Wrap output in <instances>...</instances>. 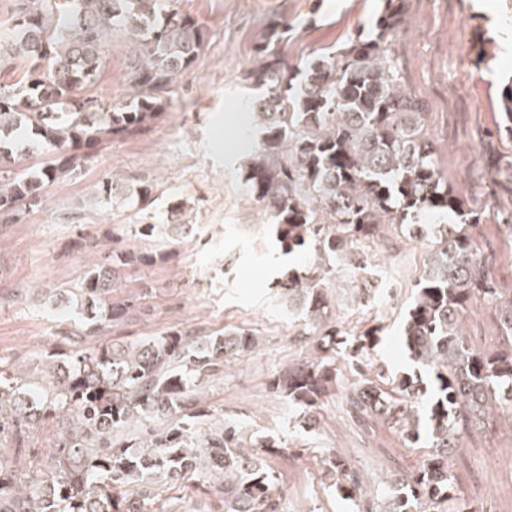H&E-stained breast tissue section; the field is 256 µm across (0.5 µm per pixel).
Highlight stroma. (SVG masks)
Here are the masks:
<instances>
[{"mask_svg":"<svg viewBox=\"0 0 512 512\" xmlns=\"http://www.w3.org/2000/svg\"><path fill=\"white\" fill-rule=\"evenodd\" d=\"M176 7L202 27L204 45L193 66L171 87L166 111L143 132L103 142L97 153L44 190L40 206L15 224H0V362L31 365L40 355L65 350L80 336L83 320L54 304L62 288L78 287L92 258L84 243L97 238L100 255L132 244L159 245L144 237L148 222L162 223L181 206L191 237L172 247L173 257L152 266L129 265L118 273V298L132 302L131 320L113 325L107 338L125 343L171 331L218 336L229 328L253 329L258 347L231 360L223 373L202 378L209 423L233 422L244 441L273 436L285 444L271 465L281 475L286 512H349L316 466L294 455L301 444L347 449L365 478L403 470L412 453L397 449L388 426L335 397L316 424L288 409L270 380L289 360L303 357L301 323L280 310L277 279L305 257H281L269 225L241 192L246 147L238 121L248 96L242 75L255 64L253 50L272 23L287 32L279 43L289 65L300 66L358 34H371L381 0H178ZM407 25L393 45L405 88L427 106L426 125L440 173L485 210L484 257L501 287L512 286V254L499 232L497 210L512 205V142L496 124L505 87L512 86V0H405ZM134 60L128 36L113 33L93 95L125 100ZM147 182L149 207L94 197L97 183L112 178ZM428 238L387 241L391 272L383 287L394 296L376 363L395 372L414 366L400 340ZM57 424L30 429L23 441L7 438L0 453L18 455L24 469L39 466ZM512 468V450L487 431L470 434L453 458L471 501L487 503ZM168 512H224V503L202 478L162 489Z\"/></svg>","mask_w":512,"mask_h":512,"instance_id":"1","label":"stroma"}]
</instances>
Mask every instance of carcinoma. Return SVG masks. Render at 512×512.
<instances>
[{"label":"carcinoma","instance_id":"obj_1","mask_svg":"<svg viewBox=\"0 0 512 512\" xmlns=\"http://www.w3.org/2000/svg\"><path fill=\"white\" fill-rule=\"evenodd\" d=\"M18 19L0 34V68L15 59L28 69L22 85L0 82V223L19 220L24 207L42 202L45 186L107 139L142 131L165 109L177 76L202 48L195 19L158 0H22ZM369 37L349 39L334 54L301 68L288 66L274 27L255 46L259 66L247 78L259 90L247 101L259 143L244 164L246 200L273 225L284 255L312 254L308 271L279 278L288 314L300 313L315 336L316 354L293 362L270 382L272 391L315 421L323 398L342 388L360 412L386 420L396 442L415 455L408 469L365 481L352 471L343 448L301 449L330 477L336 497L352 512H477L464 495L449 458L475 428L509 438L512 447V290L487 268L479 235L485 215L442 179L425 125V106L408 92L391 44L405 23L404 0H383ZM132 38L138 66L133 94L114 105L79 93L96 83L112 32ZM499 132L512 140V89L503 100ZM20 129L49 147L30 173L15 171ZM152 186L122 179L100 183L112 201L134 195L151 205ZM451 214L439 224L423 271L411 288L401 342L428 375H398L368 356L386 327L372 315L356 329L332 312L320 261L332 257L362 269L360 243L388 230L420 231L421 221ZM148 224L173 243L193 225L179 219ZM160 253L129 248L97 262L75 298L99 335L125 316L129 301L112 297L117 267L133 260L152 265ZM494 311L502 345L480 349L467 332L476 300ZM258 344L249 329L222 336L169 332L137 343H102L51 353L31 371L0 367V439L48 419L59 422L55 442L35 471L0 454V512H147L159 484L195 475L224 499V512H283L268 463L281 441L268 436L247 444L234 424L210 426L190 373L224 371L230 359ZM179 412L181 421L147 432L145 419Z\"/></svg>","mask_w":512,"mask_h":512}]
</instances>
